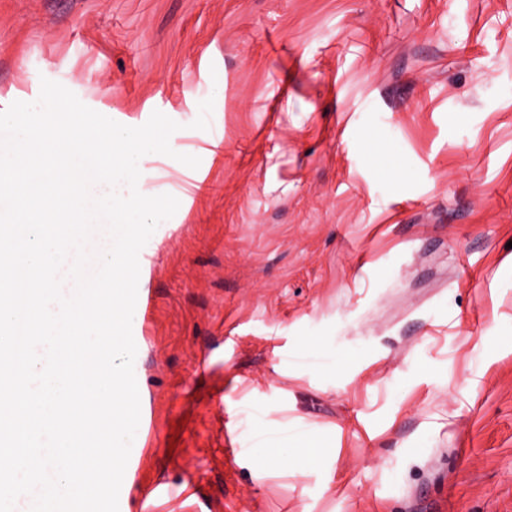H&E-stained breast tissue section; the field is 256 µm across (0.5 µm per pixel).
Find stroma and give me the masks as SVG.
Masks as SVG:
<instances>
[{"label":"stroma","instance_id":"35a3bbf8","mask_svg":"<svg viewBox=\"0 0 512 512\" xmlns=\"http://www.w3.org/2000/svg\"><path fill=\"white\" fill-rule=\"evenodd\" d=\"M45 78L200 159L119 512H512V0H0V110Z\"/></svg>","mask_w":512,"mask_h":512}]
</instances>
